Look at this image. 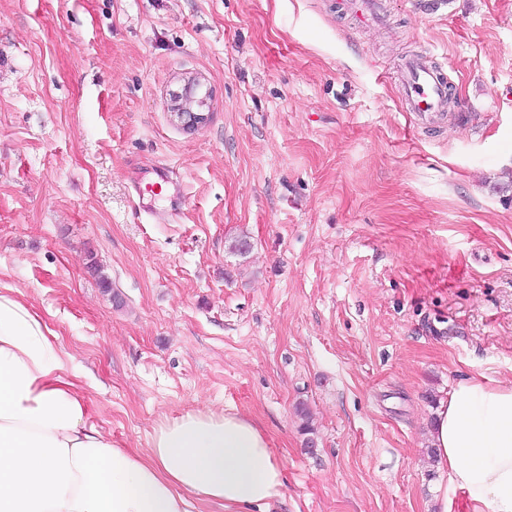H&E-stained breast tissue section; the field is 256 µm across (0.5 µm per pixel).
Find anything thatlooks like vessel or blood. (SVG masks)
<instances>
[{"instance_id":"vessel-or-blood-1","label":"vessel or blood","mask_w":512,"mask_h":512,"mask_svg":"<svg viewBox=\"0 0 512 512\" xmlns=\"http://www.w3.org/2000/svg\"><path fill=\"white\" fill-rule=\"evenodd\" d=\"M359 25L380 19V0H346ZM404 98L417 122L430 125L440 117L448 101V81L442 71L421 59L409 63L401 79Z\"/></svg>"}]
</instances>
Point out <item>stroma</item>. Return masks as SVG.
<instances>
[{"label": "stroma", "instance_id": "1", "mask_svg": "<svg viewBox=\"0 0 512 512\" xmlns=\"http://www.w3.org/2000/svg\"><path fill=\"white\" fill-rule=\"evenodd\" d=\"M386 3L0 0V289L122 447L252 417L270 512H432L440 401L512 385V0ZM414 56L448 77L434 127ZM345 8L353 11L359 25H368L370 22L380 19L382 15L381 1L379 0H348ZM404 98L417 122L430 125L448 101V81L442 71L422 59L409 63L401 79ZM192 86L185 88V93L176 96L171 104V114L181 126L190 130L197 128L207 120V115L203 112H194L191 108Z\"/></svg>", "mask_w": 512, "mask_h": 512}]
</instances>
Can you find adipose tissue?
Returning a JSON list of instances; mask_svg holds the SVG:
<instances>
[{"label": "adipose tissue", "mask_w": 512, "mask_h": 512, "mask_svg": "<svg viewBox=\"0 0 512 512\" xmlns=\"http://www.w3.org/2000/svg\"><path fill=\"white\" fill-rule=\"evenodd\" d=\"M11 289H0V512H269L286 487L266 432L233 409L160 424L147 452L91 422L71 356ZM432 448L446 476L436 512H512V385L457 384L441 404Z\"/></svg>", "instance_id": "1"}]
</instances>
